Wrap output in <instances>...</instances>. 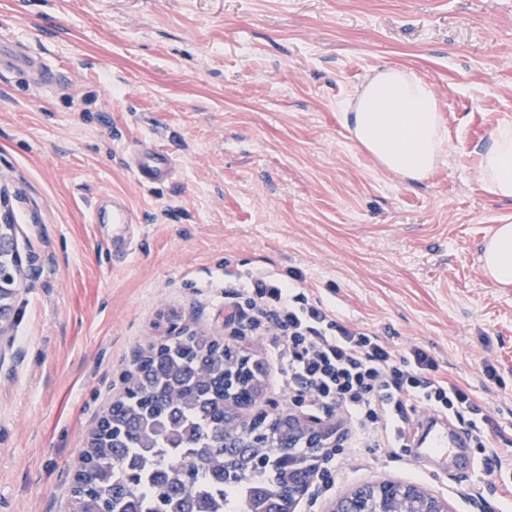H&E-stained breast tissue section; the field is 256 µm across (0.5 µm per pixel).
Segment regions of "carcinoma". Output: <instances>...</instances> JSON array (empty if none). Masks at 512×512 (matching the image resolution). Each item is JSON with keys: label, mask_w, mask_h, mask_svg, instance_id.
<instances>
[{"label": "carcinoma", "mask_w": 512, "mask_h": 512, "mask_svg": "<svg viewBox=\"0 0 512 512\" xmlns=\"http://www.w3.org/2000/svg\"><path fill=\"white\" fill-rule=\"evenodd\" d=\"M18 280L0 282V315ZM224 342L184 328L136 355L125 393L90 436L71 512H268L288 497L282 448L224 433Z\"/></svg>", "instance_id": "cac0c4a2"}]
</instances>
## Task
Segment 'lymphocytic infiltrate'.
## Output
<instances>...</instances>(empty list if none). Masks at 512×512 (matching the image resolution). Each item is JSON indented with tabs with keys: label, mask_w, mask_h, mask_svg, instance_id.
I'll list each match as a JSON object with an SVG mask.
<instances>
[{
	"label": "lymphocytic infiltrate",
	"mask_w": 512,
	"mask_h": 512,
	"mask_svg": "<svg viewBox=\"0 0 512 512\" xmlns=\"http://www.w3.org/2000/svg\"><path fill=\"white\" fill-rule=\"evenodd\" d=\"M234 316L263 332L279 389L291 403L313 412L346 414L367 448L411 446L418 409L464 425L483 455L485 475L512 471V460L491 447L500 426L469 389L438 376L423 349H398L375 333L345 325L335 312L293 284L252 273L227 304Z\"/></svg>",
	"instance_id": "1"
}]
</instances>
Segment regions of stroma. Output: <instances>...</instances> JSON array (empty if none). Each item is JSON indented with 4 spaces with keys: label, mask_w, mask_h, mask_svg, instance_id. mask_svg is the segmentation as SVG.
I'll list each match as a JSON object with an SVG mask.
<instances>
[{
    "label": "stroma",
    "mask_w": 512,
    "mask_h": 512,
    "mask_svg": "<svg viewBox=\"0 0 512 512\" xmlns=\"http://www.w3.org/2000/svg\"><path fill=\"white\" fill-rule=\"evenodd\" d=\"M2 35L64 85L0 72L1 206L27 275L0 338V512H69L86 439L168 314L265 357L224 307L258 268L425 349L512 452V286L479 261L512 201L477 167L512 123V0H0ZM381 64L437 97L447 140L423 180L383 169L344 125ZM145 143L171 178L140 183ZM116 201L134 224L93 223ZM340 433L335 483L311 486L307 512L384 479L452 512H512L500 479L475 472L480 505L454 475L352 447L348 421Z\"/></svg>",
    "instance_id": "stroma-1"
}]
</instances>
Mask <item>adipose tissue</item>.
<instances>
[{
	"mask_svg": "<svg viewBox=\"0 0 512 512\" xmlns=\"http://www.w3.org/2000/svg\"><path fill=\"white\" fill-rule=\"evenodd\" d=\"M343 119L362 149L410 182L429 174L444 151L433 87L403 69L377 71L356 103L346 106ZM477 156L485 188L512 200V125L495 127ZM481 262L492 281L512 284V224L497 226L484 244Z\"/></svg>",
	"mask_w": 512,
	"mask_h": 512,
	"instance_id": "obj_1",
	"label": "adipose tissue"
}]
</instances>
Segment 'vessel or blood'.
Listing matches in <instances>:
<instances>
[{"label":"vessel or blood","instance_id":"obj_1","mask_svg":"<svg viewBox=\"0 0 512 512\" xmlns=\"http://www.w3.org/2000/svg\"><path fill=\"white\" fill-rule=\"evenodd\" d=\"M16 42L0 41V65L29 75L31 80H48L47 72L39 69L27 55L17 53ZM174 171L170 157L159 152H151L146 162L138 169V178L143 183H153L166 179ZM414 449L411 457L422 469L446 468L455 464L459 481L468 480L473 472V464L464 456L469 445L467 436L455 428L446 418L435 414H424L413 434Z\"/></svg>","mask_w":512,"mask_h":512}]
</instances>
